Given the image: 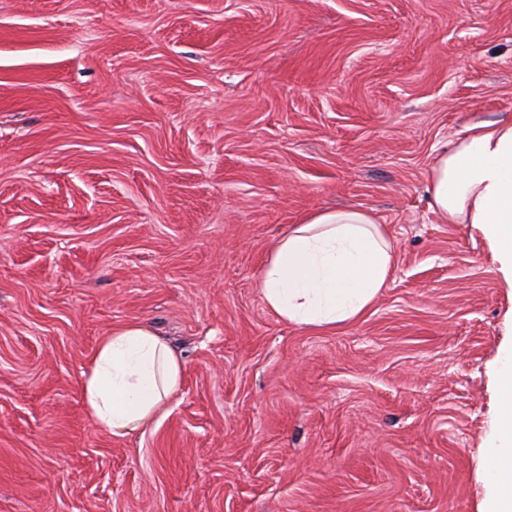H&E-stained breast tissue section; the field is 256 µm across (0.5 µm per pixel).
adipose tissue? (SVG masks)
I'll list each match as a JSON object with an SVG mask.
<instances>
[{"label": "adipose tissue", "mask_w": 512, "mask_h": 512, "mask_svg": "<svg viewBox=\"0 0 512 512\" xmlns=\"http://www.w3.org/2000/svg\"><path fill=\"white\" fill-rule=\"evenodd\" d=\"M433 212L479 231L512 288V120L466 128L429 171ZM396 254L367 211L338 209L291 225L268 251L257 286L280 320L333 329L358 320L388 284ZM182 357L150 326L129 322L101 338L81 372L92 421L114 437L159 423L183 384ZM495 427L479 512H512V344L493 366Z\"/></svg>", "instance_id": "adipose-tissue-1"}]
</instances>
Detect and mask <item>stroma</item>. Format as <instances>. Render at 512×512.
I'll return each instance as SVG.
<instances>
[{"mask_svg": "<svg viewBox=\"0 0 512 512\" xmlns=\"http://www.w3.org/2000/svg\"><path fill=\"white\" fill-rule=\"evenodd\" d=\"M512 117V0H0V512H477L506 288L428 169ZM336 207L396 268L356 322L279 320L270 244ZM154 328L168 416H88ZM182 357L150 326L129 322L103 336L81 372L92 421L125 438L159 423L183 384Z\"/></svg>", "mask_w": 512, "mask_h": 512, "instance_id": "1", "label": "stroma"}]
</instances>
